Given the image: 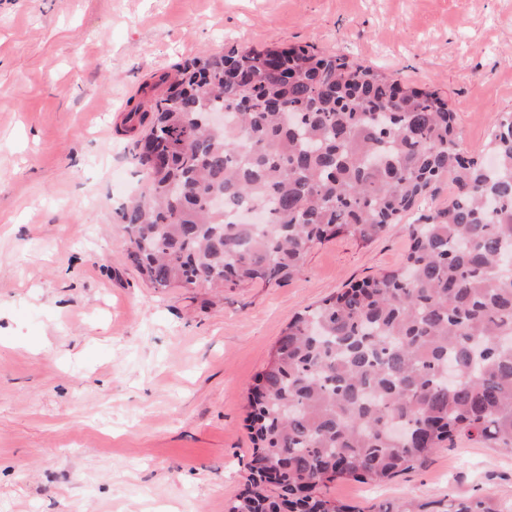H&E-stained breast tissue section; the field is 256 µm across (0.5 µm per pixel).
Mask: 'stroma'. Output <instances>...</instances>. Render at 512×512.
Segmentation results:
<instances>
[{
	"mask_svg": "<svg viewBox=\"0 0 512 512\" xmlns=\"http://www.w3.org/2000/svg\"><path fill=\"white\" fill-rule=\"evenodd\" d=\"M298 44L437 92L485 155L512 111V0H0V512H225L247 487L248 390L288 321L395 268L407 226L336 238L273 288L151 287L119 203L144 182L124 116L201 53ZM327 497L493 498L512 452L459 439Z\"/></svg>",
	"mask_w": 512,
	"mask_h": 512,
	"instance_id": "1",
	"label": "stroma"
}]
</instances>
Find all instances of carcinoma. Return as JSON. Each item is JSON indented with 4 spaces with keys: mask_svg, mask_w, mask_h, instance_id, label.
<instances>
[{
    "mask_svg": "<svg viewBox=\"0 0 512 512\" xmlns=\"http://www.w3.org/2000/svg\"><path fill=\"white\" fill-rule=\"evenodd\" d=\"M224 113V126L207 124ZM145 183L119 208L154 288L279 286L338 236L369 242L443 181L392 270L297 314L254 377L247 492L228 512H358L322 494L382 483L465 437L512 452V112L490 166L436 93L308 46L202 54L125 117ZM376 512H500L489 497Z\"/></svg>",
    "mask_w": 512,
    "mask_h": 512,
    "instance_id": "cac0c4a2",
    "label": "carcinoma"
}]
</instances>
